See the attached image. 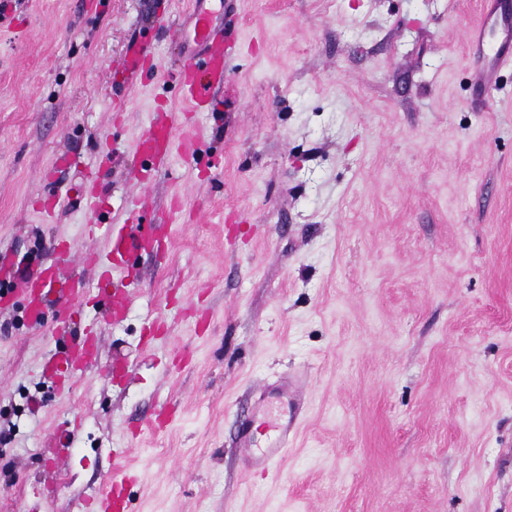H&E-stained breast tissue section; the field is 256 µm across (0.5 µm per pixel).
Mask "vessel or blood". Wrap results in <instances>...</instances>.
<instances>
[{"label":"vessel or blood","instance_id":"1","mask_svg":"<svg viewBox=\"0 0 512 512\" xmlns=\"http://www.w3.org/2000/svg\"><path fill=\"white\" fill-rule=\"evenodd\" d=\"M194 22L190 40L192 49L186 55L180 71L182 100L193 111L211 109L218 87L224 83V74L234 60L233 42L224 40L213 14L204 8V0H193ZM497 0H488L478 21L467 31L471 49L485 57L487 64L475 72L477 86L494 90L498 73L512 68V19L498 18ZM149 64L142 46L131 45L122 60V71L128 85L142 80ZM199 138L198 131L190 125H178L175 113H151L148 127L138 138L135 150L143 165L164 162L172 153L174 143H181L184 151H194ZM93 231L103 232L110 247L100 253L92 249L80 252L65 243L52 244L51 261L39 270L18 277L15 262L10 255L0 256V283L9 284L11 296H0V310L9 308L13 297H21L26 303V313L31 325H40L44 309L54 305L57 309L59 335H67L73 311L96 299H103L111 321H121L133 297L134 279L127 266L131 254L149 253L166 245L171 238V228L156 225L149 232L140 225L126 224L113 229L107 224L102 210H95ZM104 268L116 273L109 291L95 294L87 281L79 275V268ZM101 351L95 337H85L80 343L51 355L43 365V372L52 380L60 398H67L70 382L86 372L101 369ZM299 417L281 421L268 420L265 424L270 436L264 447H257L250 433H242L241 444L251 459V467L265 471L281 462L290 447L289 437L296 433ZM130 480L124 462H117L109 481L103 484L86 501V512H131L126 486Z\"/></svg>","mask_w":512,"mask_h":512}]
</instances>
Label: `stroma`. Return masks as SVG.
I'll return each mask as SVG.
<instances>
[{"mask_svg":"<svg viewBox=\"0 0 512 512\" xmlns=\"http://www.w3.org/2000/svg\"><path fill=\"white\" fill-rule=\"evenodd\" d=\"M483 0H234L240 41L215 112L180 100L191 0H0V251L30 269L82 249L94 180L112 223L166 218L132 264L124 320L70 399L40 376L54 308L0 313V512H29L54 427L80 419L45 512H76L131 449L133 512H512V71L471 87ZM168 26H159V19ZM134 42L151 66L128 88ZM198 150L140 186L150 112ZM181 199L182 210L171 208ZM42 248H35V240ZM308 373L279 478L238 446L262 392ZM178 411L149 428L156 404Z\"/></svg>","mask_w":512,"mask_h":512,"instance_id":"stroma-1","label":"stroma"}]
</instances>
